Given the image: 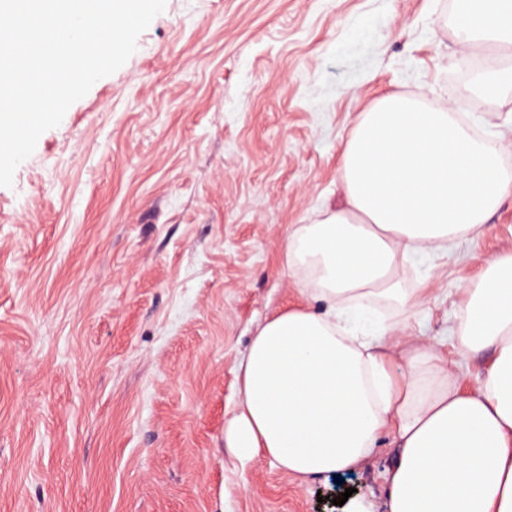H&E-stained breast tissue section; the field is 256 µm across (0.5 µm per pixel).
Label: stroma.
Segmentation results:
<instances>
[{"mask_svg": "<svg viewBox=\"0 0 512 512\" xmlns=\"http://www.w3.org/2000/svg\"><path fill=\"white\" fill-rule=\"evenodd\" d=\"M455 5L166 0L40 136L0 187V512H387L391 437L301 479L242 464L224 415L257 328L305 302L288 235L342 203L375 99L456 106L512 149V93H475ZM508 248L512 193L447 257H411L410 332L453 354L465 287Z\"/></svg>", "mask_w": 512, "mask_h": 512, "instance_id": "stroma-1", "label": "stroma"}]
</instances>
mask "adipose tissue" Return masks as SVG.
I'll list each match as a JSON object with an SVG mask.
<instances>
[{"mask_svg": "<svg viewBox=\"0 0 512 512\" xmlns=\"http://www.w3.org/2000/svg\"><path fill=\"white\" fill-rule=\"evenodd\" d=\"M452 24L465 48L494 57L474 77L477 94L512 90V0H463ZM342 154L343 204L296 225L285 247L308 303L252 336L224 446L314 478L366 463L388 433L389 512H512V248L464 290L456 361L375 318L383 302L402 313L421 304L422 289L399 279L409 256H447L512 192L505 146L468 113L387 93ZM486 352L476 387L462 391L455 364Z\"/></svg>", "mask_w": 512, "mask_h": 512, "instance_id": "1", "label": "adipose tissue"}]
</instances>
